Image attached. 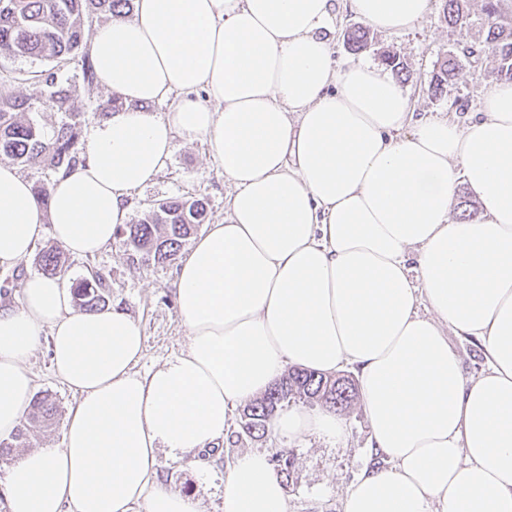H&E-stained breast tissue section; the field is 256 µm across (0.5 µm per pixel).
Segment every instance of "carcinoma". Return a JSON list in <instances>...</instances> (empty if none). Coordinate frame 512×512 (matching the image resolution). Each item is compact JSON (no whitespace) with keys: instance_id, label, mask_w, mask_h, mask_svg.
<instances>
[{"instance_id":"carcinoma-1","label":"carcinoma","mask_w":512,"mask_h":512,"mask_svg":"<svg viewBox=\"0 0 512 512\" xmlns=\"http://www.w3.org/2000/svg\"><path fill=\"white\" fill-rule=\"evenodd\" d=\"M443 19L461 31L480 28L484 38L478 47H462L445 57L434 73L428 92L437 96L451 83L463 63L477 62L473 51L487 54L497 62L496 75L512 82V23L497 22L504 0H483L481 13L470 11L467 0H443ZM133 0H0V56L29 57L44 60L51 67L33 75L48 94L41 100L19 97L0 100V160L16 164H38L53 176L67 175L85 164L86 156L78 148L81 113L71 107V92L59 79V72L70 66L78 68L85 83H94L95 74L89 55L84 18L102 14L123 18L132 13ZM351 50L369 46V31L358 27L347 33ZM20 112L69 113V121L46 132L34 123L18 121ZM207 219L206 202L201 198H174L159 205L151 220L124 224L117 230L128 259L132 262L171 263L178 258L181 240ZM62 246L53 243L39 253L43 275L54 278L64 265ZM105 275L84 277L75 283L74 297L79 307L94 312L105 306ZM319 402L341 412L356 397L349 376L323 375L295 368L276 382L262 397L244 409L247 428L262 437L279 408L293 398ZM34 415L17 429L13 443H0V449L22 444L36 423H47L55 413L51 396L45 394L33 402Z\"/></svg>"}]
</instances>
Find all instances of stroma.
Segmentation results:
<instances>
[{
	"instance_id": "1",
	"label": "stroma",
	"mask_w": 512,
	"mask_h": 512,
	"mask_svg": "<svg viewBox=\"0 0 512 512\" xmlns=\"http://www.w3.org/2000/svg\"><path fill=\"white\" fill-rule=\"evenodd\" d=\"M334 2V15L321 31L334 61L342 65L361 57L381 67L385 64V55L399 58L407 71L397 74L396 79L406 92L415 117L444 112L449 118L467 121L477 111L485 90L497 81V63L486 56L477 67H465L442 96L435 98L429 94V82L441 59L456 51L460 42L477 43L482 39L478 30L464 35L449 28L442 19V0H432L427 18L405 32H371L370 46L360 54L352 52L346 44L348 31L359 26L360 21L350 12L347 0ZM44 67L40 60L0 57V99L42 97L44 88L32 80L31 75ZM60 77L72 85L74 107L84 115L80 134L88 136L91 127L98 122L96 108L108 98L109 92L97 85H87L80 72L71 68L62 71ZM231 191L230 184L208 162L204 147L178 137L174 140L167 168L152 183L133 192L129 220L134 223L143 219L171 198L195 197L207 202L209 223H220L226 215ZM92 268L102 271L106 277L107 304L120 305L144 327L146 344L136 366L138 373L160 367L185 351L187 335L177 305L176 264L131 263L121 242L115 241L92 259L66 255L61 278L70 285ZM28 366L36 392L52 396L56 413L50 424L31 430L27 447H60L78 397L56 378L47 344H40ZM241 416V409L233 410L223 442L203 454L202 465H193L188 459H162L159 483L198 501L200 512H223L224 474L228 467L239 455L263 451L273 459L290 457L294 460L293 475L286 487L288 512H343L347 490L364 468L375 463L370 428L361 402H353L344 412L349 437L346 443L338 445L314 436L289 441L272 434L256 438L242 430Z\"/></svg>"
}]
</instances>
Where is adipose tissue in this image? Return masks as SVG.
<instances>
[{
    "label": "adipose tissue",
    "instance_id": "obj_1",
    "mask_svg": "<svg viewBox=\"0 0 512 512\" xmlns=\"http://www.w3.org/2000/svg\"><path fill=\"white\" fill-rule=\"evenodd\" d=\"M431 0H349L398 33ZM333 0H134L97 27L98 82L121 99L92 127L85 166L57 177L49 207L0 163V268L44 235L90 257L127 223L129 198L166 168L173 140L204 144L233 187L177 267L184 353L140 375V321L77 309L56 279L28 276L0 307V439L20 427L28 360L50 338L56 377L78 397L61 447L6 471L7 512H200L156 483L223 438L232 410L287 368L352 366L376 454L344 512H512V82L491 85L466 124L413 119L378 66H335L319 34ZM168 103L159 115L154 107ZM465 184L482 209L452 208ZM485 360L466 376L449 335ZM281 438L342 443L329 410H282ZM224 512H288L267 453L224 476Z\"/></svg>",
    "mask_w": 512,
    "mask_h": 512
}]
</instances>
